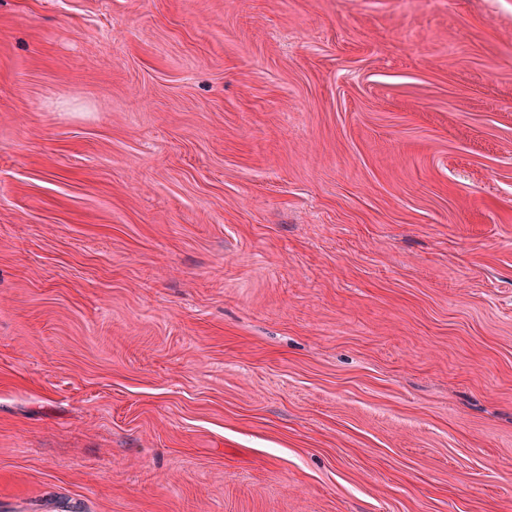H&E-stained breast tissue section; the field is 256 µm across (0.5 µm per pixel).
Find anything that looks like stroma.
<instances>
[{
	"mask_svg": "<svg viewBox=\"0 0 512 512\" xmlns=\"http://www.w3.org/2000/svg\"><path fill=\"white\" fill-rule=\"evenodd\" d=\"M0 512H512V0H0Z\"/></svg>",
	"mask_w": 512,
	"mask_h": 512,
	"instance_id": "stroma-1",
	"label": "stroma"
}]
</instances>
